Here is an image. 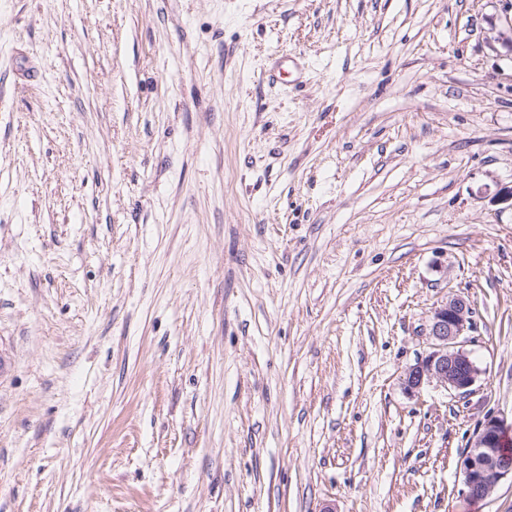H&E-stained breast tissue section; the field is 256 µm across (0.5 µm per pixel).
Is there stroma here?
<instances>
[{
	"label": "stroma",
	"mask_w": 512,
	"mask_h": 512,
	"mask_svg": "<svg viewBox=\"0 0 512 512\" xmlns=\"http://www.w3.org/2000/svg\"><path fill=\"white\" fill-rule=\"evenodd\" d=\"M510 11L0 0V512H512ZM473 307L462 296L449 295L436 306L430 324L429 352L407 368L404 388L412 393L432 384L443 386L458 398L473 392L482 370L465 348L473 330ZM502 434L501 424L488 418L466 448L460 465L464 499L483 501L503 479L512 480V455L501 448Z\"/></svg>",
	"instance_id": "1"
}]
</instances>
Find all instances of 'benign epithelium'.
I'll return each instance as SVG.
<instances>
[{"label": "benign epithelium", "mask_w": 512, "mask_h": 512, "mask_svg": "<svg viewBox=\"0 0 512 512\" xmlns=\"http://www.w3.org/2000/svg\"><path fill=\"white\" fill-rule=\"evenodd\" d=\"M473 307L462 296L450 295L436 306L430 324L429 352L407 368L404 388L412 393L437 384L465 398L473 392L482 370L465 348L473 330ZM501 424L488 418L463 455L462 497L468 501L485 500L504 479L512 478V454L501 448Z\"/></svg>", "instance_id": "7a95c632"}]
</instances>
